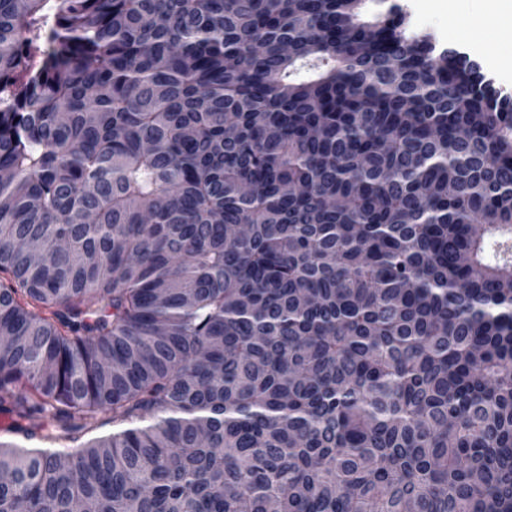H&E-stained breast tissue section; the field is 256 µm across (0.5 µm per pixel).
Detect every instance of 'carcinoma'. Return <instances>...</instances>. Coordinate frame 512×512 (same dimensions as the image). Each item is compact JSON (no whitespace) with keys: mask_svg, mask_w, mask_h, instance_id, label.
Instances as JSON below:
<instances>
[{"mask_svg":"<svg viewBox=\"0 0 512 512\" xmlns=\"http://www.w3.org/2000/svg\"><path fill=\"white\" fill-rule=\"evenodd\" d=\"M366 0H0V512H512V103Z\"/></svg>","mask_w":512,"mask_h":512,"instance_id":"cac0c4a2","label":"carcinoma"}]
</instances>
